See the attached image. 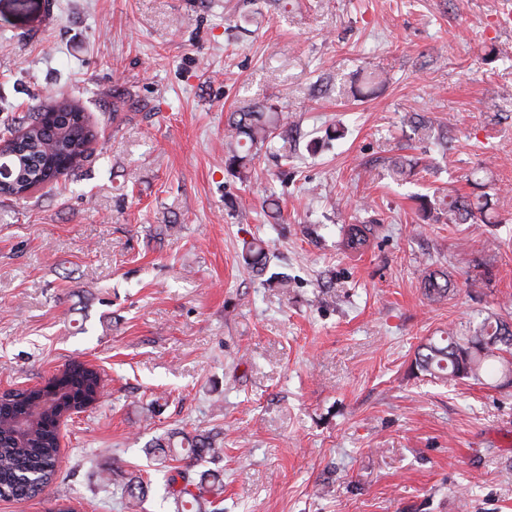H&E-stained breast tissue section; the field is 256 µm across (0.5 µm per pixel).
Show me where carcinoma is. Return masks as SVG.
<instances>
[{"label":"carcinoma","instance_id":"cac0c4a2","mask_svg":"<svg viewBox=\"0 0 512 512\" xmlns=\"http://www.w3.org/2000/svg\"><path fill=\"white\" fill-rule=\"evenodd\" d=\"M42 112H31L20 123L21 130L7 125L0 128V142L11 153L15 186L0 188V196L18 198V193L39 188L54 180L52 172L59 158L71 160L72 172L89 158L88 144L94 137L85 115L70 117L55 128L43 126ZM288 124L284 113L268 104L257 103L229 119L225 168L239 180H250L255 161L271 147L278 128ZM418 162L403 157L390 164L392 175L404 181L414 175ZM423 220L448 213L452 224H494L495 216L487 200L474 202L450 194L420 199ZM343 241L347 250L361 252L369 244L367 226L345 224ZM244 261L257 273L266 267L262 245L246 247ZM425 295L432 301L448 296L452 286L448 274L426 266L421 270ZM415 366L424 375L441 382L469 379L479 384L490 381L512 386V323L488 313L464 332L431 336L418 347ZM103 390L100 372L78 360L47 380L26 388L0 393V498L24 501L42 496L52 504L48 512H75L69 503H53L51 485L60 459L61 417L80 413L98 402ZM168 453L188 460L183 468L167 478V493L174 497L178 512H199L206 502L212 512H223L224 483L218 478L207 482V474L194 477V467L206 459L220 457L224 449L207 434L184 435L166 445ZM126 505L142 502L146 485L142 477L130 474L120 484ZM211 499H205V494Z\"/></svg>","mask_w":512,"mask_h":512}]
</instances>
